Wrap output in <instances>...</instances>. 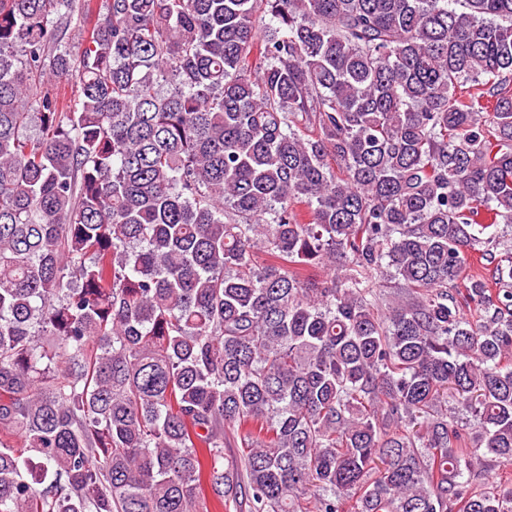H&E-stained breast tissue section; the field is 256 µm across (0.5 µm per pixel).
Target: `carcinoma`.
Segmentation results:
<instances>
[{
	"label": "carcinoma",
	"instance_id": "obj_1",
	"mask_svg": "<svg viewBox=\"0 0 512 512\" xmlns=\"http://www.w3.org/2000/svg\"><path fill=\"white\" fill-rule=\"evenodd\" d=\"M500 224L512 0H0V512H512Z\"/></svg>",
	"mask_w": 512,
	"mask_h": 512
}]
</instances>
